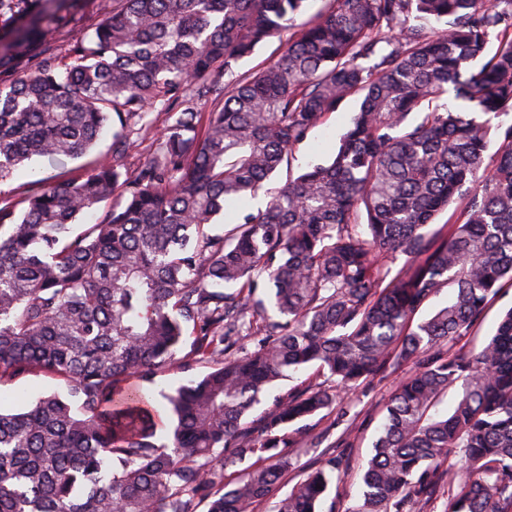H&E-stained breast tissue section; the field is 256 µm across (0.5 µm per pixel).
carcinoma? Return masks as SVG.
Listing matches in <instances>:
<instances>
[{
	"mask_svg": "<svg viewBox=\"0 0 512 512\" xmlns=\"http://www.w3.org/2000/svg\"><path fill=\"white\" fill-rule=\"evenodd\" d=\"M305 2L110 0L62 58L49 37L83 0H0V180L80 158L119 122L83 176L0 197V381L68 387L0 408V512H258L293 449L326 437L288 428L344 417L345 396L403 366L344 512H512V307L479 349L457 347L512 282V124L493 122L512 112V0H333L294 31ZM285 35L276 60L236 74ZM449 93L461 105L438 104ZM349 98L332 157L294 172V147ZM158 104L173 124L122 171ZM282 174L265 209L215 232ZM174 364L213 370L161 411L141 384ZM308 366L332 384L249 420ZM456 385L452 410L430 414ZM340 471L322 457L276 512H320Z\"/></svg>",
	"mask_w": 512,
	"mask_h": 512,
	"instance_id": "obj_1",
	"label": "carcinoma"
}]
</instances>
